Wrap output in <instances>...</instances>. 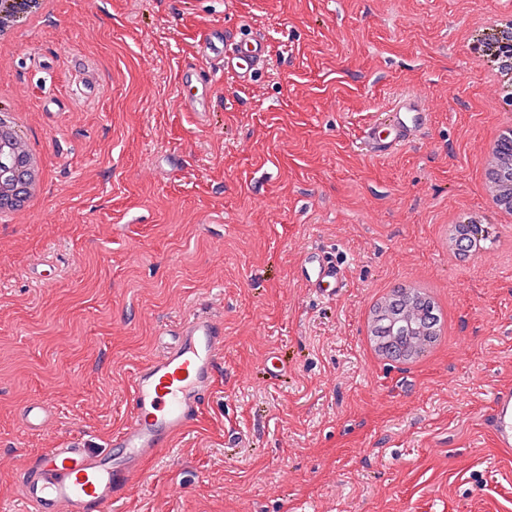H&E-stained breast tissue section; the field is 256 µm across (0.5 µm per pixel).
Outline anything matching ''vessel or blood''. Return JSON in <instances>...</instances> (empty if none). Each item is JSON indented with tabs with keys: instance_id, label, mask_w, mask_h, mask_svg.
I'll use <instances>...</instances> for the list:
<instances>
[{
	"instance_id": "vessel-or-blood-1",
	"label": "vessel or blood",
	"mask_w": 512,
	"mask_h": 512,
	"mask_svg": "<svg viewBox=\"0 0 512 512\" xmlns=\"http://www.w3.org/2000/svg\"><path fill=\"white\" fill-rule=\"evenodd\" d=\"M199 54L214 68L242 85L252 84L269 57L267 40L249 33L234 39L223 26L208 29L198 43ZM181 100L189 112L211 109L206 79L193 70L184 73ZM430 119L425 101L400 93L393 105L377 112L363 131V144L372 156L392 153L408 144ZM306 287L332 294L343 287L336 260L318 250L301 260ZM152 359L134 371L129 416L112 437V450L100 451L81 439L51 448L35 459L21 477V494L33 512H112L131 475L158 455L197 420L223 369L224 323L206 309L181 320ZM47 400L26 404L21 421L43 429L50 421ZM495 447L512 452V385L497 387L484 416Z\"/></svg>"
}]
</instances>
